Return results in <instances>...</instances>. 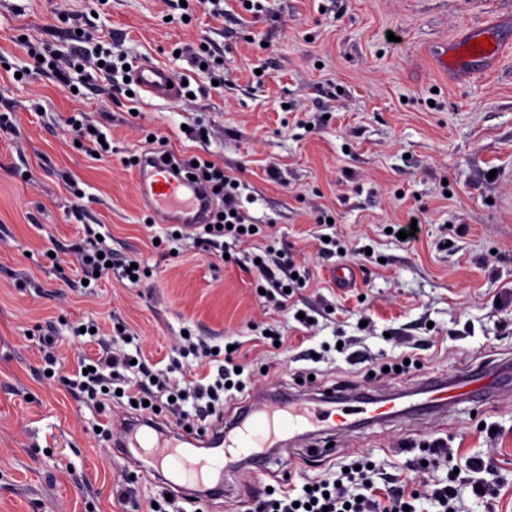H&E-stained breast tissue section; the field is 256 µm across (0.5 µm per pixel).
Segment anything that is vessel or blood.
<instances>
[{"mask_svg":"<svg viewBox=\"0 0 512 512\" xmlns=\"http://www.w3.org/2000/svg\"><path fill=\"white\" fill-rule=\"evenodd\" d=\"M496 56V50L483 46L442 59L441 66L450 80L464 82L473 76L470 63H489ZM132 79L142 92L156 98L171 101L178 94L173 72L150 62L141 63ZM137 195L141 210L157 224H203L213 206L206 183L174 176L171 163L147 153L141 154L138 161ZM417 391L422 398L416 402V409L439 413L461 398L483 399L490 387L483 375L464 373L451 381L440 379L423 384ZM406 414V409L395 408L385 396L366 393L350 398L344 391L333 389L325 393L320 407L307 409L288 399L257 406L247 404L236 417L215 428L201 426L172 432L154 422L127 420L115 427L113 445L144 476L166 475L174 487L222 496L226 493L225 470L243 462L252 473L265 471L270 463L269 449L277 447L284 436L304 437L308 428L328 420L356 427Z\"/></svg>","mask_w":512,"mask_h":512,"instance_id":"1","label":"vessel or blood"}]
</instances>
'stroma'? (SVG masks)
Masks as SVG:
<instances>
[{
    "label": "stroma",
    "instance_id": "35a3bbf8",
    "mask_svg": "<svg viewBox=\"0 0 512 512\" xmlns=\"http://www.w3.org/2000/svg\"><path fill=\"white\" fill-rule=\"evenodd\" d=\"M261 2L256 16L224 0L214 20L203 0L184 9L171 0H0V114L13 124L0 128V512H151L154 502L161 512H254L267 488L331 480L362 457L409 479L417 512H438L430 494L449 483L456 512H512V399L498 394L363 431L322 424L264 474L228 471L233 495L188 504L110 457L107 411H129L127 399L106 409L64 385L95 352L71 331L89 319L114 350L183 388L209 371L195 356L176 358L183 330L210 346L241 341L246 388L225 401L228 414L266 389L311 401L336 385L389 394L512 362V45L494 73L464 84L434 60L477 25L501 41L512 32V0ZM89 14L102 46L188 75L189 107L144 93L133 107L104 82L74 95L49 74L14 80L32 67V51L75 47ZM203 37L217 48L206 70L182 53ZM79 114L106 134L109 157L76 145L67 120ZM154 134L179 158L204 152L223 166L264 232L248 244L226 240L217 256L150 224L133 160ZM411 211L425 218L407 248L392 230ZM90 231L115 257L140 258L142 287L111 277L89 293L77 287V269L54 257ZM323 234L333 239L324 248ZM351 246L367 252L357 284L333 287L327 272ZM269 248L311 273L284 302L254 285L250 257ZM121 324L132 339L117 335ZM43 336L56 339L51 367L37 349ZM404 359L410 368L390 373ZM437 439L453 462L420 471L422 448ZM328 446L330 459L319 454Z\"/></svg>",
    "mask_w": 512,
    "mask_h": 512
}]
</instances>
